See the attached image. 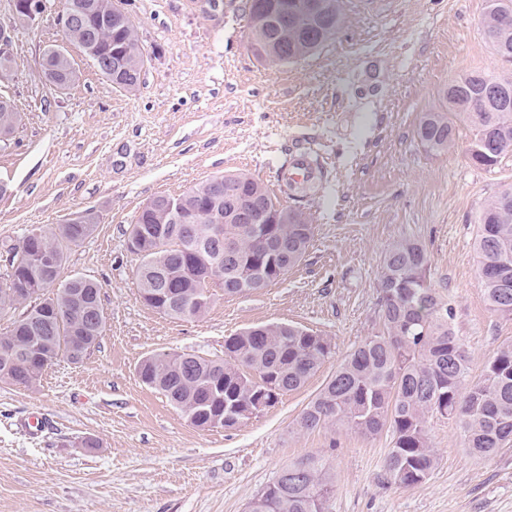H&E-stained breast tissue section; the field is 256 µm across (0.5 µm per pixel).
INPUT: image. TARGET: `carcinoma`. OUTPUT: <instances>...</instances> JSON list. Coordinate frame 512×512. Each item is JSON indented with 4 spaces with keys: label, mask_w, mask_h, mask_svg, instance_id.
Masks as SVG:
<instances>
[{
    "label": "carcinoma",
    "mask_w": 512,
    "mask_h": 512,
    "mask_svg": "<svg viewBox=\"0 0 512 512\" xmlns=\"http://www.w3.org/2000/svg\"><path fill=\"white\" fill-rule=\"evenodd\" d=\"M60 19L68 41L87 54L112 57L121 54V71L112 66L100 73L112 83L137 88L144 67L137 28L119 29L105 20L110 4L104 0H66ZM483 33L494 51L499 44L512 46V0L502 9L485 13ZM288 51L305 57L323 42L308 36V28L290 25L273 33ZM76 71L66 57L46 61V79L65 89L75 82ZM512 90V79L472 71L452 80L456 90L445 107L424 115L417 128L428 150L441 154L458 145L459 123L469 127L475 146L490 136L496 151L467 155L475 166L490 168L512 153V105L491 104L462 112L463 103L482 96L486 80ZM18 113L10 99L0 96V137L10 135ZM245 191L271 198L268 188L247 172L229 175ZM185 203L198 211L197 236L206 239L205 254L213 262L189 252L179 228L162 222L151 212L140 218L137 233L140 290L175 288L190 294L197 277L205 275L228 296L266 288L283 277L281 269L295 267L304 257L313 234L306 213L296 224L283 216L270 225L284 240L288 253L274 261L249 224L224 220L216 232L208 223L212 185L201 182L183 193ZM476 250L479 275L491 310L512 315V186L488 199L478 218ZM96 224H56L41 230V240L27 244L24 269L0 277V316L14 313L23 298L10 294L12 278L39 290L54 312L50 323L40 324V313L31 309L24 320L11 319L0 334V381L34 386L39 374L59 358L78 363L99 345L104 311L99 307L101 286L83 279L60 281L67 252L90 237ZM50 253L54 262L42 259ZM270 265L261 283L250 284L254 265ZM429 257L416 241L402 239L386 251L378 279L383 330L367 337L339 363L335 373L306 405L296 421L299 429L341 428L362 436L387 430L393 445L385 458L386 478L404 488L424 482L436 465L429 419L440 415L460 422L466 437L464 452L476 460L490 459L512 443V342L502 344L485 363L481 377L469 380V356L456 335L453 313L428 279ZM330 354L327 340L285 322H271L247 329L224 342V358L207 359L189 353L157 354L141 362L143 384L159 391L192 424L204 428L209 416L220 411L224 427L240 424L259 413L257 405H274L285 393L304 386ZM333 480L322 458L309 455L277 472L263 491L251 500L247 512H328Z\"/></svg>",
    "instance_id": "carcinoma-1"
}]
</instances>
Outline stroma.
<instances>
[{
	"mask_svg": "<svg viewBox=\"0 0 512 512\" xmlns=\"http://www.w3.org/2000/svg\"><path fill=\"white\" fill-rule=\"evenodd\" d=\"M65 2L45 0L39 20L22 27L12 0H0V28L11 32L0 95L20 114L0 142V182L10 186L0 196V253L33 228L94 209L97 228L61 276L101 285L105 326L81 363L59 359L32 388L0 382V512H246L276 472L310 454L335 478L329 512H512V445L473 461L456 420L431 419L438 463L410 488L385 479L390 433L295 429L337 364L381 331L378 275L394 241L427 250L431 284L470 352V379L512 342V316L489 308L475 250L484 202L512 185V153L477 167L468 128L441 155L416 135L454 77H512V62L483 37L487 0H340L336 34L278 65L249 48L247 0H121L147 58L132 92L63 43ZM58 47L78 75L64 90L43 68ZM301 155L318 158L323 177L280 199L314 227L298 266L244 295L215 289L198 319L141 302L127 236L147 201L239 171L271 189ZM273 321L323 336L331 354L303 388L235 427H195L138 377L149 356L220 358L229 336ZM86 438L97 447H83Z\"/></svg>",
	"mask_w": 512,
	"mask_h": 512,
	"instance_id": "1",
	"label": "stroma"
}]
</instances>
